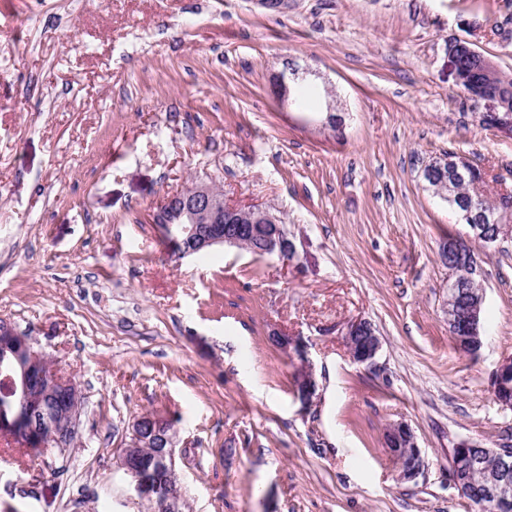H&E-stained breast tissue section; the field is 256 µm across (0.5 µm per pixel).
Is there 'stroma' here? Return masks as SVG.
Instances as JSON below:
<instances>
[{
  "label": "stroma",
  "mask_w": 512,
  "mask_h": 512,
  "mask_svg": "<svg viewBox=\"0 0 512 512\" xmlns=\"http://www.w3.org/2000/svg\"><path fill=\"white\" fill-rule=\"evenodd\" d=\"M452 39L512 72V0H0V320L86 396L65 472L0 439V512H148L118 450L149 413L174 423L187 512H476L449 456L512 434L491 390L512 240L476 242L420 171L453 152L512 195V134L480 125ZM291 59L312 110L274 98ZM210 179L279 216L294 260L169 261L156 206ZM450 237L482 260L475 357L448 331ZM355 318L376 368L344 345ZM276 329L306 346L310 404ZM397 421L427 464L412 482ZM369 322L365 319H356L347 326L344 335L345 344L352 360L358 364L373 367L381 349L379 336L373 332V328L366 336ZM390 431L394 432L398 437V442L404 444L408 451L401 455L400 450L391 448V456L394 460L396 467L399 470V475L403 480H415L421 475L425 469V459L422 456L420 448H418L415 435L410 429L408 424L404 422H395ZM409 447H411L409 449Z\"/></svg>",
  "instance_id": "35a3bbf8"
}]
</instances>
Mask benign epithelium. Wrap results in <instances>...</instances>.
Returning <instances> with one entry per match:
<instances>
[{
    "instance_id": "obj_1",
    "label": "benign epithelium",
    "mask_w": 512,
    "mask_h": 512,
    "mask_svg": "<svg viewBox=\"0 0 512 512\" xmlns=\"http://www.w3.org/2000/svg\"><path fill=\"white\" fill-rule=\"evenodd\" d=\"M449 59L455 75L456 84L464 88L475 104L485 102L489 109L479 113L480 120H486L500 132L512 133V99L490 89L479 79L464 77L459 69L457 56ZM302 79L298 68H289L277 77L278 98L295 102L292 98V84ZM469 165L465 159L457 156L442 157L434 162L422 176L431 183H444L443 175L452 169L460 174ZM245 217L249 222L250 233L264 241L263 253L284 262L293 259V245L288 242L278 216L270 210L254 206H238L224 202V197L213 192L212 184L200 182L194 191L182 198L173 194L164 198L154 213V221L168 226L179 224L189 234V246L182 248L177 258L196 255L216 245L240 246L238 231L224 222ZM495 228L493 236L487 240L494 244L500 240L512 239V204L504 207L498 214L488 216ZM482 300H477L468 313L467 325L459 329L452 327L456 346L464 351L472 346L481 345ZM369 322L356 319L347 326L344 335L345 344L352 360L358 364L373 367L381 349L379 336L368 331ZM0 364L9 368L13 376L8 378V396L15 398L11 412L0 414V434L14 440L18 439L34 448L35 455L42 458L49 467L55 459L65 454L73 442L81 436L82 418L86 412V403L78 383L54 370L46 374V354L36 346L32 337L18 333L4 324L0 326ZM273 339L287 354L306 359L304 347L299 341L285 334H276ZM512 375V357L502 361L493 374V393L496 401L512 409V401L500 396L499 389L504 379ZM59 390L71 394V401L65 419L59 421L55 411L49 406L51 398ZM398 437V442L408 447V451L391 449V456L399 475L404 480H414L425 469V459L418 448L415 435L408 424L396 422L390 427ZM168 447L152 453L149 464H144L139 448L143 447L140 427L134 426L130 444L121 449V465L132 479L136 496L152 502L154 512H182L185 491L174 482L157 483L150 474L157 470L172 473L176 470V449L174 440H167ZM493 469L489 472L484 495L506 510L512 506V448H495Z\"/></svg>"
}]
</instances>
